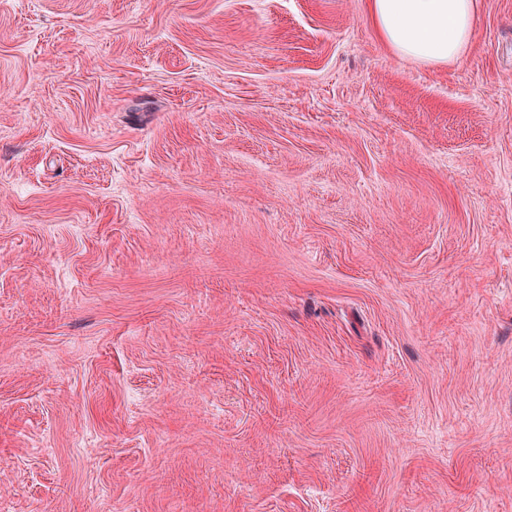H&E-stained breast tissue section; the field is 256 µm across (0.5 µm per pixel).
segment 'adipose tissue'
Wrapping results in <instances>:
<instances>
[{
	"instance_id": "obj_1",
	"label": "adipose tissue",
	"mask_w": 512,
	"mask_h": 512,
	"mask_svg": "<svg viewBox=\"0 0 512 512\" xmlns=\"http://www.w3.org/2000/svg\"><path fill=\"white\" fill-rule=\"evenodd\" d=\"M369 12L391 51L428 64L458 59L476 21L475 0H370Z\"/></svg>"
}]
</instances>
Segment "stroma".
<instances>
[{
    "label": "stroma",
    "mask_w": 512,
    "mask_h": 512,
    "mask_svg": "<svg viewBox=\"0 0 512 512\" xmlns=\"http://www.w3.org/2000/svg\"><path fill=\"white\" fill-rule=\"evenodd\" d=\"M0 512H512V0H0ZM369 12L391 51L428 64L458 59L476 21L474 0H370Z\"/></svg>",
    "instance_id": "1"
}]
</instances>
